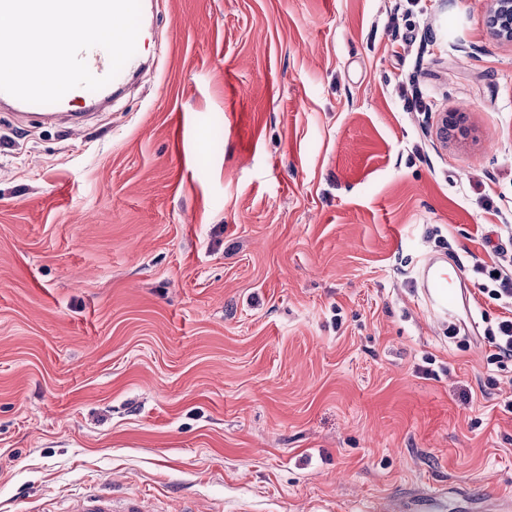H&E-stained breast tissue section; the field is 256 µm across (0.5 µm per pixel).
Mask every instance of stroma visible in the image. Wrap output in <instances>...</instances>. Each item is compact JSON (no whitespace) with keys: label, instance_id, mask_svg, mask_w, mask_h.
Here are the masks:
<instances>
[{"label":"stroma","instance_id":"35a3bbf8","mask_svg":"<svg viewBox=\"0 0 512 512\" xmlns=\"http://www.w3.org/2000/svg\"><path fill=\"white\" fill-rule=\"evenodd\" d=\"M491 0H146L156 62L81 130L0 109V512L512 500V42ZM459 126L440 131V115ZM462 266L467 345L422 258ZM474 271L482 274L494 286V288H482L488 298L497 301L506 310L512 312V256L499 253L497 260L491 264L477 263ZM498 273V276H493ZM510 308V309H509ZM416 288H420L429 314L436 318L457 324L460 299L452 287L448 269L437 265L435 260L426 257L415 279ZM489 353L486 356L487 365H495L497 368L512 362V316H504L496 327L487 329L485 336ZM111 483V478L104 479L94 490L73 499L65 512H153L150 500L145 497L132 499L126 507L118 509L112 492L106 489Z\"/></svg>","mask_w":512,"mask_h":512}]
</instances>
